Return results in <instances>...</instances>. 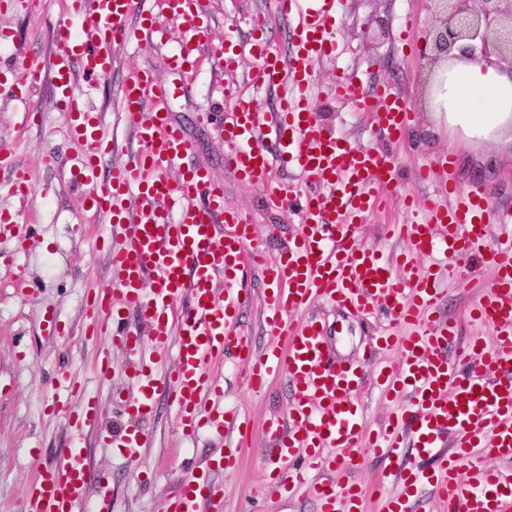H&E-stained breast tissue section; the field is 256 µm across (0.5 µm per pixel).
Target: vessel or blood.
<instances>
[{
    "label": "vessel or blood",
    "mask_w": 512,
    "mask_h": 512,
    "mask_svg": "<svg viewBox=\"0 0 512 512\" xmlns=\"http://www.w3.org/2000/svg\"><path fill=\"white\" fill-rule=\"evenodd\" d=\"M342 0H276L277 12L291 20L294 48L288 55L257 37L249 49L225 38L217 66L238 67L252 60L254 86L284 89L275 122V146L257 136L265 115L234 88L224 93V121L217 128L226 145L224 165L241 180L263 184L268 207L298 210L301 226L280 260L264 262L249 250L253 218L224 204V186L202 167L182 171L178 180L169 169L190 149L185 131L171 117L166 100L171 92L150 73L126 78L119 93L125 123L140 144L125 155L98 115L86 108L74 86L73 63H81L88 82L103 80L111 71L115 51L130 43L127 17L134 0H65L66 20L54 29L57 47L53 86L68 114L69 134L83 148L72 166L84 186L82 207L102 215L124 240L110 248L111 267L119 274L115 286L100 287L90 304L91 316L110 329L128 358L137 359L141 338L125 323L135 312L150 327L159 358L139 363L134 377L140 396L128 410L135 425L121 440L128 450L140 446L139 422L152 414L156 396L168 397L187 435L209 432L236 436L245 442L249 421L238 411L224 409V388L217 371L225 350L250 365L249 379L263 384L286 375L293 400L285 419L269 421L263 431L268 453L276 460L272 491L286 495L307 490L321 512H365L361 489L350 474L360 463L363 448L385 456L389 467L382 482L399 484L398 495L386 498L383 512H415L411 491L431 480L447 512H512V212L492 209L478 187L466 190L450 182L437 183L425 199L422 219L389 226L390 235L407 239L406 252L386 259L358 241L357 225L377 210L390 192L396 160L377 150L341 144L325 131L311 110L307 93L314 82V65L336 51L334 31ZM182 21L179 91L188 94L206 65L201 54L212 38L204 21L201 0H163ZM41 73L32 64L27 73L0 82L11 96L28 98ZM338 100L355 103L388 134L403 137L410 106L402 95L383 87L365 97L354 78L337 82ZM153 112L143 113L146 103ZM111 156L109 178H101L100 161ZM295 168L300 185L288 187L274 179V164ZM316 184L318 194L303 193ZM228 228L217 236L214 224ZM497 224L502 240L489 245L487 228ZM448 259V277L467 281L473 259L491 270V282L472 308L473 318L493 328L492 345L473 339L456 354L448 342L454 323L435 318L442 299L421 259ZM260 266L269 288L264 322L272 342L255 355L249 339L237 330L240 298L232 289L244 262ZM186 303L172 316L177 297ZM322 298L345 308H387L408 334L385 336L397 344L400 357L376 370V383L387 394L407 395L408 409L391 417L373 439L361 430L359 399L364 379L356 366L334 365L326 355L324 329L318 319L290 321V312ZM175 352L172 370L162 359ZM52 413L65 418L72 430L63 463L39 470L28 492L27 512H112L109 477L84 463L82 430L101 417L95 399L80 406L70 400L80 390L64 378ZM412 439L419 456L433 457L432 472L406 462L401 454ZM228 449L214 467L237 465L239 450ZM499 461L483 465V457ZM345 481H334L335 471ZM224 489L197 478L184 480L167 500L165 512H222Z\"/></svg>",
    "instance_id": "vessel-or-blood-1"
}]
</instances>
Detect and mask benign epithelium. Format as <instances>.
<instances>
[{"label": "benign epithelium", "mask_w": 512, "mask_h": 512, "mask_svg": "<svg viewBox=\"0 0 512 512\" xmlns=\"http://www.w3.org/2000/svg\"><path fill=\"white\" fill-rule=\"evenodd\" d=\"M433 4L430 64L448 59L459 42L471 60H490L512 74V0H429Z\"/></svg>", "instance_id": "7a95c632"}]
</instances>
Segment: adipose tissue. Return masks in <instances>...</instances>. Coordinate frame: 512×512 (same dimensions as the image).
Returning a JSON list of instances; mask_svg holds the SVG:
<instances>
[{
	"mask_svg": "<svg viewBox=\"0 0 512 512\" xmlns=\"http://www.w3.org/2000/svg\"><path fill=\"white\" fill-rule=\"evenodd\" d=\"M426 107L469 143L512 146V76L496 63L449 60Z\"/></svg>",
	"mask_w": 512,
	"mask_h": 512,
	"instance_id": "ef3b65f1",
	"label": "adipose tissue"
}]
</instances>
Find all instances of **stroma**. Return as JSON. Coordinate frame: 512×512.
<instances>
[{
	"instance_id": "35a3bbf8",
	"label": "stroma",
	"mask_w": 512,
	"mask_h": 512,
	"mask_svg": "<svg viewBox=\"0 0 512 512\" xmlns=\"http://www.w3.org/2000/svg\"><path fill=\"white\" fill-rule=\"evenodd\" d=\"M210 19L211 52H220L225 36L248 45L255 31L251 19L271 18L268 38L281 54L291 49L287 19L274 15V0H202ZM155 0H138L127 25L133 40L117 54L111 74L97 87L87 88L77 79V89L88 90L86 105L100 114L115 138L125 148H135L132 132L120 112L118 90L128 74L151 71L162 84H179L174 54L182 28L166 21L164 39L151 38L141 30V14L157 11ZM59 0H36L27 9L8 5L0 8V76L6 68L23 70L31 59H39L42 74L31 91L30 101L0 94V146L12 148L17 164L27 170L31 190L25 207L16 203L1 186L9 171H0V211L20 210V221L32 225L25 240L8 232L0 233V254L11 253L16 266L0 264V512H25L28 486L38 470L58 463L70 438L65 419L48 418L45 410L54 399L59 376L78 377L86 392L96 396L105 409L101 423L83 432L86 462L91 470L110 477L112 512H164L169 496L191 472L205 468L209 459L224 450L225 444L209 435L195 437L183 433L174 410L159 401L153 416L143 423L141 446L129 454L99 444L102 433L124 432L132 421L127 406L138 397L131 378L133 368L123 352H116V368L108 380H100L96 362L110 348L111 336L103 329L86 334L90 319L87 304L96 288L113 274L106 251L97 245L107 231L102 216L81 213L82 186L73 179L66 162L79 146L67 135L64 107L54 94L51 66L56 47L53 28L63 18ZM431 19L428 0H342L336 23L338 51L334 57L316 62L311 108L320 124L341 142L360 150L380 149L392 153L398 165L387 206L369 215L358 228L361 244L389 256L406 248L405 240L385 236L388 224L412 223L414 216L404 210V195L423 198L426 184L415 178L419 168L436 172L458 187L479 186L494 208H512V155L499 157L496 146L473 150L462 138L440 131L427 136L435 120L424 107L423 79L429 48L423 31ZM251 65L242 61L232 73L217 72L201 78L191 96L173 97L168 108L185 129L190 151L186 164L208 169L224 185V203L251 213L254 220L252 244L265 261L277 259L283 241L300 229L296 213H278L267 208L261 185L238 181L224 168V142L213 124L223 120L221 105H208V90L214 81L248 89ZM355 74L363 94L389 85L405 95L414 119L401 139L390 138L354 105L338 103L331 90L340 72ZM40 106V122L24 124L28 103ZM491 272L480 269L467 286L441 280L443 298L438 304L441 318L455 321L463 337L489 336L491 328L472 322L468 311L489 284ZM246 296L240 315L243 331L256 351L271 342L264 326L262 310L264 283L260 269L245 273L238 283ZM55 311L67 331L49 334L46 311ZM318 317L326 332L332 361L339 364L365 361L374 336L391 324L381 308L364 314L342 310L323 301L293 313L295 322ZM245 366L232 354H225L219 374L224 380V401L248 412L255 428L271 417L288 414L291 390L286 378H278L262 389L249 388ZM272 462L261 442H254L234 469L211 471L213 482L224 487L223 512H320V506L305 492L281 498L270 492Z\"/></svg>"
}]
</instances>
